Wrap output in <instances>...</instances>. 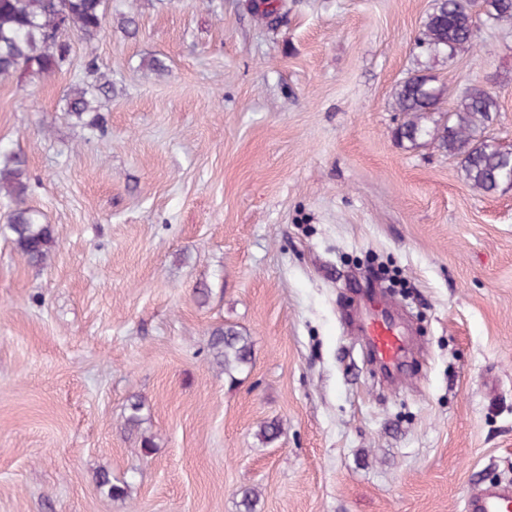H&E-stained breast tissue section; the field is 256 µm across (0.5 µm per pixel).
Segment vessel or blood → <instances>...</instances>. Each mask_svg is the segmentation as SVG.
Returning a JSON list of instances; mask_svg holds the SVG:
<instances>
[{"instance_id": "vessel-or-blood-1", "label": "vessel or blood", "mask_w": 512, "mask_h": 512, "mask_svg": "<svg viewBox=\"0 0 512 512\" xmlns=\"http://www.w3.org/2000/svg\"><path fill=\"white\" fill-rule=\"evenodd\" d=\"M357 332L363 336L377 360L395 363L402 352L403 327L386 311L382 297L362 290L354 294L351 307ZM465 512H512V484L486 486L467 492Z\"/></svg>"}]
</instances>
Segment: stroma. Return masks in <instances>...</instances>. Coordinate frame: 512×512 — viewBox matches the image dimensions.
<instances>
[{"instance_id": "stroma-1", "label": "stroma", "mask_w": 512, "mask_h": 512, "mask_svg": "<svg viewBox=\"0 0 512 512\" xmlns=\"http://www.w3.org/2000/svg\"><path fill=\"white\" fill-rule=\"evenodd\" d=\"M435 5L288 0L271 31L239 0H138L136 36L112 20L67 70L0 81V149L56 240L28 265L0 195V512H243L247 488L254 512H464L512 482V188L396 136ZM92 56L102 136L62 111ZM433 71L494 91L512 144V23ZM384 273L412 328L391 384L345 306ZM227 323L253 344L233 384ZM252 346L250 336L232 324L215 328L209 339L210 354L230 383L251 362Z\"/></svg>"}]
</instances>
